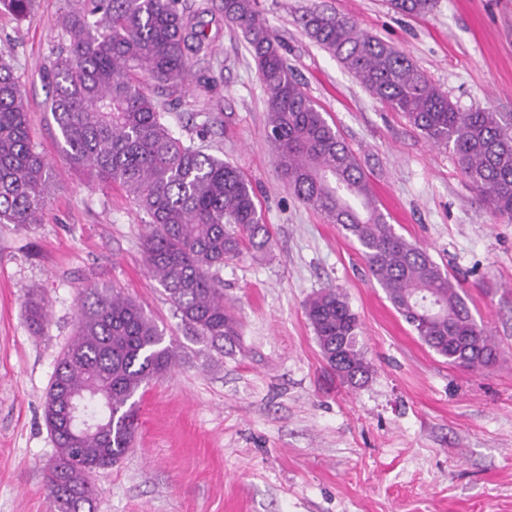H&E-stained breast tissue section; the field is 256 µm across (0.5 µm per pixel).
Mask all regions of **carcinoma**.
I'll return each mask as SVG.
<instances>
[{
	"mask_svg": "<svg viewBox=\"0 0 512 512\" xmlns=\"http://www.w3.org/2000/svg\"><path fill=\"white\" fill-rule=\"evenodd\" d=\"M34 5L0 0V10L19 19ZM388 5L418 17L433 0ZM206 15L247 39L266 90L274 165L295 197L357 241L371 275L430 349L471 370L492 364L496 343L475 320L459 280L389 224L358 158L294 78L258 0H76L61 17L68 45L46 71L59 148L71 169L118 185L145 214V266L181 321L199 337L236 344L238 323L213 270L245 248L271 245L251 182L238 167L176 137L165 104L137 79L141 72L164 91L186 89L211 52ZM302 23L376 99L433 144L451 147L486 210L512 223V116L459 111L406 55L354 21L312 10ZM26 114L21 82L0 50V224L43 223L51 195L53 172L30 137ZM81 297L78 332L57 362L44 405L56 447L47 487L57 512L93 510L89 476L112 466L133 440L130 400L177 360L134 299L93 286ZM305 314L330 368L350 386L364 385L371 366L346 295L325 288L306 302ZM27 319L34 332L42 330L40 301L30 302ZM71 404L81 408L85 426L69 424Z\"/></svg>",
	"mask_w": 512,
	"mask_h": 512,
	"instance_id": "1",
	"label": "carcinoma"
}]
</instances>
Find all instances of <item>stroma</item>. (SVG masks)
<instances>
[{
    "mask_svg": "<svg viewBox=\"0 0 512 512\" xmlns=\"http://www.w3.org/2000/svg\"><path fill=\"white\" fill-rule=\"evenodd\" d=\"M68 0L0 12V49L25 92L31 136L53 168L45 221L0 224V512H54L55 444L43 404L78 325L79 293L117 286L151 316L176 365L136 394L131 448L93 473L94 512H512V223L487 211L452 149L432 145L303 30L310 10L351 19L404 52L463 112L512 113V0H436L405 17L386 0H259L288 63L359 157L396 232L457 277L498 357L448 364L405 322L358 244L299 202L274 166L264 86L242 32L213 22V51L188 90L163 92L183 141L236 165L272 235L216 269L239 344L195 336L142 256L145 216L117 186L91 184L60 155L43 78L65 47ZM342 289L372 376L348 386L322 358L304 304ZM43 300L41 335L28 327Z\"/></svg>",
    "mask_w": 512,
    "mask_h": 512,
    "instance_id": "obj_1",
    "label": "stroma"
}]
</instances>
